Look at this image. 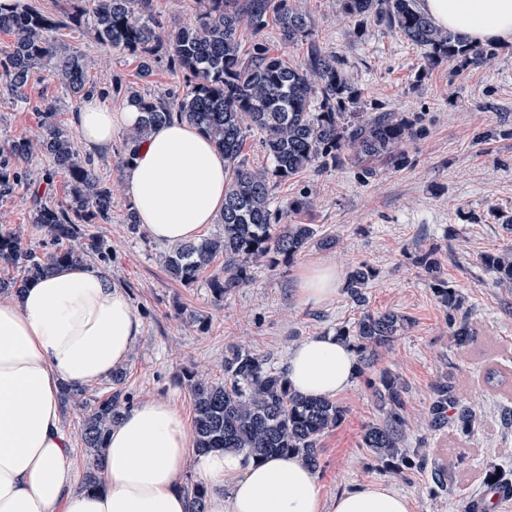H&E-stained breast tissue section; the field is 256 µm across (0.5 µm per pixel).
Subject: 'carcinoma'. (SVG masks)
I'll return each instance as SVG.
<instances>
[{"label":"carcinoma","mask_w":512,"mask_h":512,"mask_svg":"<svg viewBox=\"0 0 512 512\" xmlns=\"http://www.w3.org/2000/svg\"><path fill=\"white\" fill-rule=\"evenodd\" d=\"M151 0H75L76 7L63 16H49L22 4L0 0V31L13 35V43L0 53V95L29 103L24 87L36 70H46L76 99L97 92L90 72L100 61L58 46L53 32L62 27L92 34L97 40L135 57L146 78L152 60L163 52L174 71L189 73L193 81L185 93L171 101L163 94L131 92L126 103L143 113L141 122L127 133L117 164L126 167L134 159V147L144 142L158 125L173 119L197 126L224 151L227 184L218 235L187 242L170 249L165 263L170 275L186 284L219 254L224 273L211 281L215 301L249 279L252 265L260 261L289 259L313 241L324 247L331 237L317 238L313 224H282L286 212L273 206L272 187L312 168L324 172L346 166L360 167L363 178H372L370 163L384 158L392 165L404 160L402 147L418 133L415 121L399 112L363 111L362 92L346 69L345 60L319 44L306 14L293 0H196L193 19L178 26L165 25L152 12ZM357 35L366 22L398 33L424 50L425 66L441 63L480 66L489 50L461 41L437 27L418 7L417 0H338ZM274 14L279 35L286 45L307 43L299 65L256 43L249 56L242 55L238 31L242 25L258 35ZM40 115L39 133L22 136L8 145L7 159L0 160V197L13 193L28 174L16 166L40 152L52 162L50 180L60 172L67 179L68 197L58 203L36 199L30 223L44 230L49 241L42 249L31 247L20 235L0 232V264L21 269L22 278L0 279V290L20 294L26 285L61 265L89 266L112 258L104 238L89 233L92 224L112 219V188L101 179L94 163L78 157L74 136L58 120V101L44 97L35 105ZM260 132L263 151L272 168L258 171L242 155L248 131ZM482 264L497 274L500 284H512V252L482 256ZM420 264L436 282L437 294L448 308L452 339L460 347L476 341L455 290L440 277V264L427 252ZM374 272L366 264L351 269L345 290L352 302H365L364 290ZM410 321L394 312L364 311L350 329L338 336L351 342L358 354V373L370 367L378 352L405 331ZM126 372H112L117 390L95 402L82 420L80 440L94 456L81 486L99 487L103 448L112 425L129 408L122 395ZM191 392L195 444L199 452L214 448L234 450L262 459L273 453L301 456L312 470L320 468L323 437L344 420L347 409L326 396L304 397L288 384L286 369L250 350L232 347L224 355V380L214 381L187 371L182 375ZM375 394L385 409L382 422L366 427L362 447L394 470L415 464L410 450L402 447L407 426L405 387L390 373L383 374ZM62 403L84 407L86 390L66 389ZM451 426L469 434L474 419L460 407L455 385L447 375L433 387L429 427ZM207 489L195 484L190 490L191 512H205Z\"/></svg>","instance_id":"obj_1"}]
</instances>
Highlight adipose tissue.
Masks as SVG:
<instances>
[{
    "mask_svg": "<svg viewBox=\"0 0 512 512\" xmlns=\"http://www.w3.org/2000/svg\"><path fill=\"white\" fill-rule=\"evenodd\" d=\"M419 8L464 42H512V0H419ZM140 117L135 107L90 97L71 124L87 151L106 154ZM122 178L140 224L162 244L196 240L224 209L223 151L176 119L139 146ZM141 329L108 274L81 266L57 268L0 299V512H188L180 474L190 458L210 484L206 512H410L407 498L382 484L324 505L314 472L295 456L191 454L192 429L160 401L134 405L111 428L102 486L74 488L61 390L108 379ZM357 363L340 337L313 336L289 350L288 380L300 394L332 397L353 384Z\"/></svg>",
    "mask_w": 512,
    "mask_h": 512,
    "instance_id": "1",
    "label": "adipose tissue"
}]
</instances>
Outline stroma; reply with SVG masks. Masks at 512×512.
<instances>
[{
    "label": "stroma",
    "mask_w": 512,
    "mask_h": 512,
    "mask_svg": "<svg viewBox=\"0 0 512 512\" xmlns=\"http://www.w3.org/2000/svg\"><path fill=\"white\" fill-rule=\"evenodd\" d=\"M296 5L311 17L318 42L346 60L366 108L404 113L422 132L404 146L402 165L377 163L374 178L363 179L354 167L308 169L277 184V206L304 191L313 203L309 212L289 215V222L316 225L319 236L335 237L336 246L313 244L273 267L254 264L249 280L219 303L210 280L223 270V256L183 285L165 270L166 245L145 232L129 233L124 216L132 199L115 165L125 135L117 133L111 154L95 160L112 188V221L91 230L111 245L112 261L104 270L142 317L141 334L123 364L125 390L132 403L164 401L189 422L194 409L182 381L185 370L223 378L224 353L231 347L270 356L283 366L290 348L351 326L362 310L397 312L410 318L411 326L337 397L347 416L322 440L316 473L321 495L330 502L344 491L380 483L404 495L410 512H475L491 471L512 475V426L503 421L512 409V390L494 391L484 383L488 356L512 374V287L499 285L496 274L480 262L483 254L512 247V232L505 227L512 219V43L492 45L490 59L480 67L427 69L422 49L384 27L369 23L353 35L336 0H296ZM54 37L71 50L108 59L106 69L91 73L107 91L105 105L121 106L132 90L180 93L190 83L187 74L170 69L165 56L155 58L151 76L144 79L130 55L69 28ZM25 92V105L0 97V148L14 138L34 136L39 118L33 102L60 95L61 89L40 71ZM50 166L47 157L32 156L23 164L28 181L0 198V230L20 234L34 246L42 244L44 234L29 221L31 184ZM430 250L480 338L479 351H464L450 337L448 310L418 263L419 255ZM361 263L375 272L365 307L354 304L341 287L319 303L302 299L299 279L305 268L330 265L343 280ZM386 371L407 388L409 427L403 445L417 449L428 468L396 472L361 446L365 426L383 418L371 383ZM447 373L455 375L464 403L476 414L471 434L428 426L432 385ZM433 466L447 475L443 491L432 489Z\"/></svg>",
    "instance_id": "stroma-1"
}]
</instances>
